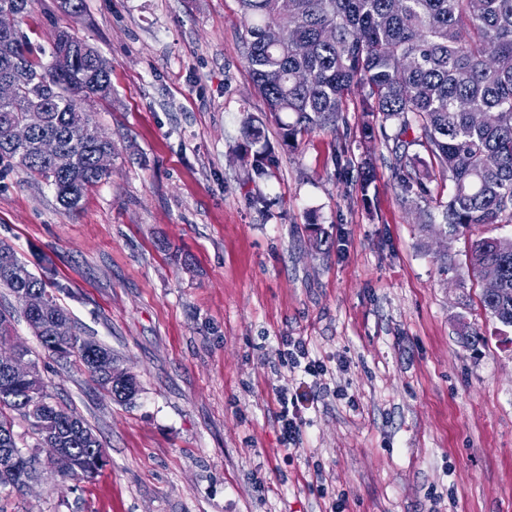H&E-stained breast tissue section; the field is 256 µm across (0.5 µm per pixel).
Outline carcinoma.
Listing matches in <instances>:
<instances>
[{
	"instance_id": "1",
	"label": "carcinoma",
	"mask_w": 512,
	"mask_h": 512,
	"mask_svg": "<svg viewBox=\"0 0 512 512\" xmlns=\"http://www.w3.org/2000/svg\"><path fill=\"white\" fill-rule=\"evenodd\" d=\"M243 18L242 54L267 118L281 140L293 143L309 126L336 121L347 98L362 93L372 120L398 121L399 133L416 128L406 145L392 149L405 187L430 176L418 168L408 147L420 145L452 191L441 205V221L429 227L452 237L481 224H494L512 211V0H237ZM83 41L56 32L48 56H35L18 28L0 30V79L18 87L16 99L0 103V163L44 180L58 203L81 209L87 192L108 177L95 168V154L112 148L87 102L112 97V67L101 56L83 53ZM34 105L46 120L29 148L8 139L9 128ZM295 120L286 123L284 114ZM59 139L67 160L59 168L44 160L38 141ZM277 163L267 148L250 163L263 178ZM467 274L497 270L501 294H482L491 318L512 329V237L468 238ZM0 287L16 298L30 291L49 295L46 312H23L45 352L75 356L101 389L120 403L139 391L135 377L112 380L98 364L112 351L90 337L51 334L52 316L65 312L47 282L33 274L15 250L0 244ZM11 312L0 310V346L11 343ZM29 423L45 448H64L70 468L64 476L95 478L105 465L101 440L75 413L62 408L47 390L41 371L19 381L0 369V493L20 492L40 470L36 457L17 453L16 419Z\"/></svg>"
}]
</instances>
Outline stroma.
Instances as JSON below:
<instances>
[{
	"label": "stroma",
	"instance_id": "1",
	"mask_svg": "<svg viewBox=\"0 0 512 512\" xmlns=\"http://www.w3.org/2000/svg\"><path fill=\"white\" fill-rule=\"evenodd\" d=\"M242 25L237 0H84L72 15L34 0L19 21L35 49L66 28L111 64L112 98L90 110L114 149L74 213L0 165V243L140 391L116 402L76 357L42 354L0 288L14 344L107 458L93 480L0 494V512H512V330L486 316L481 283L441 274L444 246L420 229L450 183L404 190L398 124L364 137L356 93L282 146ZM267 146L278 166L248 179ZM297 339L320 373L291 367ZM281 393L301 418L292 445Z\"/></svg>",
	"mask_w": 512,
	"mask_h": 512
}]
</instances>
